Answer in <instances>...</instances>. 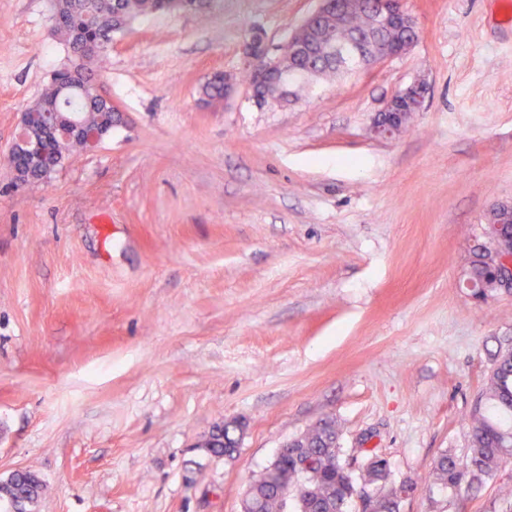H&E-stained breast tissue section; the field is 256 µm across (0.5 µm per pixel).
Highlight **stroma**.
I'll list each match as a JSON object with an SVG mask.
<instances>
[{
	"mask_svg": "<svg viewBox=\"0 0 512 512\" xmlns=\"http://www.w3.org/2000/svg\"><path fill=\"white\" fill-rule=\"evenodd\" d=\"M504 2L408 0L407 54L261 107L243 85L204 109L201 87L319 0L139 18L95 75L125 123L19 188L9 146L66 53L50 0H0V477H41L33 512H241L251 474L325 418L343 460L413 484L400 512H512V464L453 494L432 478L512 348V295L464 284L512 201ZM419 77L424 111L375 137ZM228 420L237 453L208 455ZM429 95L430 86L425 79H416L392 95L382 109L375 114L371 126L372 133L379 138H395L406 113L423 111Z\"/></svg>",
	"mask_w": 512,
	"mask_h": 512,
	"instance_id": "35a3bbf8",
	"label": "stroma"
}]
</instances>
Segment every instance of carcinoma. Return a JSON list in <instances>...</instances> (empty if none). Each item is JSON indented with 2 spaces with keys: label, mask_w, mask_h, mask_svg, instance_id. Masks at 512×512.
Segmentation results:
<instances>
[{
  "label": "carcinoma",
  "mask_w": 512,
  "mask_h": 512,
  "mask_svg": "<svg viewBox=\"0 0 512 512\" xmlns=\"http://www.w3.org/2000/svg\"><path fill=\"white\" fill-rule=\"evenodd\" d=\"M86 0H56L58 15L54 33L69 49L67 65L55 73L50 84L28 106L27 111L37 113L76 112L82 122L105 134L120 125V118L113 116L107 102L79 92L95 83V70L103 67L106 58L102 53L89 50L92 44L112 41V33L132 21L155 13L185 11L203 7V0H120L121 17L112 14L100 16L91 25L86 20ZM335 5L314 24L298 36L302 46L314 45L313 53L301 52L287 59L286 83L270 85L266 99H283L288 96V86L310 77L332 78L354 71L365 65L366 54H358L351 44L358 38L378 47L394 41L412 39L409 29H386L379 26L370 9V0H334ZM347 16L349 26L336 27V15ZM336 36V57L324 53L317 45L325 33ZM204 102L220 103L224 100V78L216 73L202 87ZM48 160L60 156L65 161L75 152L86 150L84 142L75 139L62 148L48 139H40ZM474 280L485 285L483 294L494 297L503 289L495 276L480 264L473 267ZM469 448L463 459L448 453L435 463V483L451 492L468 489L475 484L495 478L501 468L512 461V349L498 352L480 393L479 403L467 416ZM339 430L333 420H322L310 428L304 437L306 450L313 457L314 466L301 474L294 468L293 457H288V486L293 488L302 502V512H341L340 503L359 487H371L375 494L370 504L372 512H397L398 501L408 491L405 485L386 487V465L371 459L358 471H351L340 457ZM283 486L268 470L252 476L248 501L257 512H283L281 492ZM44 492V485L35 473L20 474L0 486V502L12 505L16 512L37 504Z\"/></svg>",
  "instance_id": "1"
}]
</instances>
